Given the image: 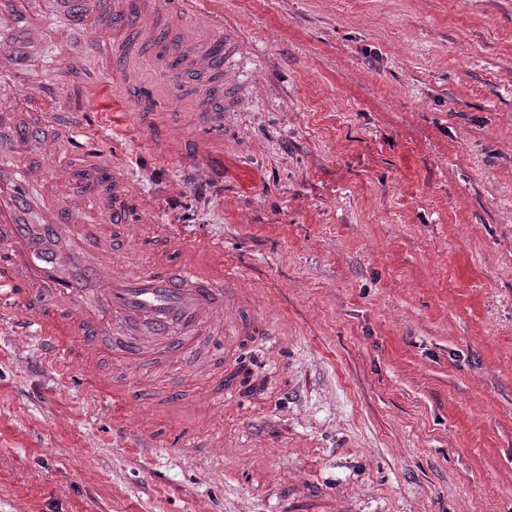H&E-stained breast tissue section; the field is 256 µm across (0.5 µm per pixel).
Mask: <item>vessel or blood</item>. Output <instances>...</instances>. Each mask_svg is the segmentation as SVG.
<instances>
[{
	"label": "vessel or blood",
	"mask_w": 512,
	"mask_h": 512,
	"mask_svg": "<svg viewBox=\"0 0 512 512\" xmlns=\"http://www.w3.org/2000/svg\"><path fill=\"white\" fill-rule=\"evenodd\" d=\"M32 0H0V36H23L41 41L43 32L28 19ZM51 11L76 24L93 25L94 44L112 45V74L119 81L128 107H136L145 88L140 73L148 60L143 49L155 51L171 67L170 99L188 88L205 89L225 99L227 40L224 24L213 20L192 28L179 39H162V28L138 21L140 0H48ZM202 0H169L167 25H182L186 15L199 11ZM196 140L212 141L223 125L219 113L193 112ZM182 115L169 113L165 128L184 126ZM83 123L68 128L66 138L46 131L42 122L0 131V308L11 312L20 327L36 325L49 358L59 363L77 360L80 375L101 401L127 407L175 412L182 408L180 391L169 388L146 397L142 388L110 383L99 368L102 348L113 358L148 365L159 359L178 364L190 357L202 337L225 332L224 355L236 356L243 319L255 303L236 274L224 267V256L213 242L178 244L176 259L158 257L152 265L124 272L112 270L108 251L87 259L85 251L62 247L75 232L72 224L53 220L34 224L28 219L36 204L34 173L24 170L19 157L37 145L44 159L55 162L62 181L74 185L65 203L69 214L88 216L100 190L83 180L86 171L106 176L114 200L107 215L111 224H127L129 186L118 168L108 167V155L86 143Z\"/></svg>",
	"instance_id": "vessel-or-blood-1"
}]
</instances>
